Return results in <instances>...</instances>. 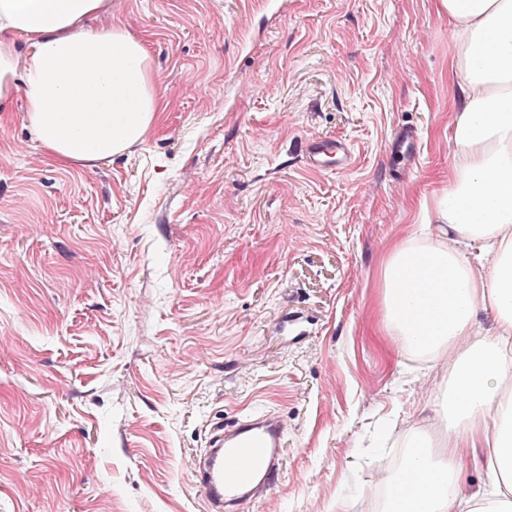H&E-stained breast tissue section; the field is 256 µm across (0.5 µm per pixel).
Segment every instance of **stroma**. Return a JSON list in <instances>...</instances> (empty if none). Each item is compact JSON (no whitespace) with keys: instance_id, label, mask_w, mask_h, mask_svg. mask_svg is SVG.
Listing matches in <instances>:
<instances>
[{"instance_id":"obj_1","label":"stroma","mask_w":512,"mask_h":512,"mask_svg":"<svg viewBox=\"0 0 512 512\" xmlns=\"http://www.w3.org/2000/svg\"><path fill=\"white\" fill-rule=\"evenodd\" d=\"M168 104L138 143L51 163L0 112V512H209L195 454L271 412L248 512H364L380 425L431 444L448 367L399 353L381 271L452 163L437 0H110ZM421 137L414 161L387 144ZM341 138L354 166L307 169Z\"/></svg>"}]
</instances>
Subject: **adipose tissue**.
<instances>
[{
	"instance_id": "1",
	"label": "adipose tissue",
	"mask_w": 512,
	"mask_h": 512,
	"mask_svg": "<svg viewBox=\"0 0 512 512\" xmlns=\"http://www.w3.org/2000/svg\"><path fill=\"white\" fill-rule=\"evenodd\" d=\"M453 112L448 188L436 226L396 245L381 273V317L404 348L448 360L445 450L421 436L415 488L392 512H512V0H441ZM108 0H0V112L22 91L50 161L92 164L140 141L166 108L144 40L106 23ZM98 27H87L90 18ZM497 312L480 335L474 312ZM485 447L490 496L462 497L459 462Z\"/></svg>"
}]
</instances>
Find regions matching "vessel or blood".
I'll return each mask as SVG.
<instances>
[{"instance_id": "obj_1", "label": "vessel or blood", "mask_w": 512, "mask_h": 512, "mask_svg": "<svg viewBox=\"0 0 512 512\" xmlns=\"http://www.w3.org/2000/svg\"><path fill=\"white\" fill-rule=\"evenodd\" d=\"M418 140L415 130L399 131L390 144L391 155L414 156ZM303 156L307 165L318 171L330 167L345 171L354 163L350 145L340 138L307 141ZM285 438L283 421L272 413L213 426L204 457L194 465L195 487L210 512H224L227 507L249 501L256 488L273 486L281 472L280 452Z\"/></svg>"}]
</instances>
